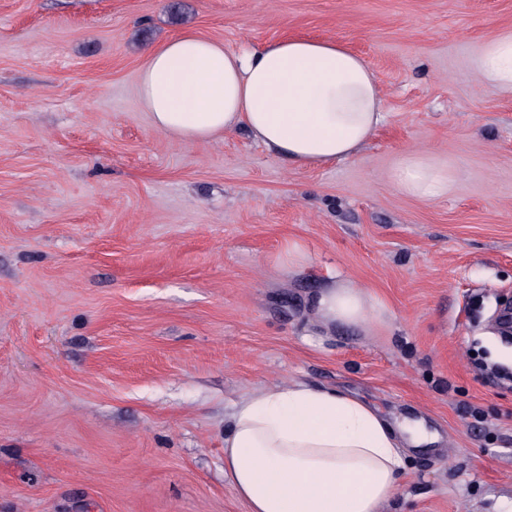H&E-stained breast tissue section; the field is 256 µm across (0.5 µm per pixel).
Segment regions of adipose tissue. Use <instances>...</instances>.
<instances>
[{"mask_svg":"<svg viewBox=\"0 0 512 512\" xmlns=\"http://www.w3.org/2000/svg\"><path fill=\"white\" fill-rule=\"evenodd\" d=\"M472 70L512 94V34L485 41ZM152 126L183 143L243 129L291 164L328 166L357 155L386 119L363 59L334 39L288 38L263 50H225L187 31L153 47L138 73ZM424 201L448 193L447 168L404 159L391 175ZM325 330L383 321L370 290L332 279L311 302ZM419 423L392 426L366 401L296 382L241 396L224 431V476L249 512H380L397 492Z\"/></svg>","mask_w":512,"mask_h":512,"instance_id":"obj_1","label":"adipose tissue"}]
</instances>
